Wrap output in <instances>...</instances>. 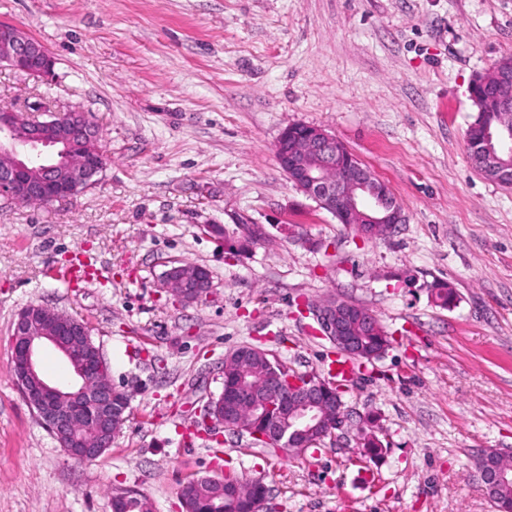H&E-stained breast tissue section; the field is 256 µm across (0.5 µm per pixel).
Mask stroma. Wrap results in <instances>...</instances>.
Listing matches in <instances>:
<instances>
[{
  "instance_id": "1",
  "label": "stroma",
  "mask_w": 512,
  "mask_h": 512,
  "mask_svg": "<svg viewBox=\"0 0 512 512\" xmlns=\"http://www.w3.org/2000/svg\"><path fill=\"white\" fill-rule=\"evenodd\" d=\"M0 22L55 60L46 81L0 63V108L82 107L109 158L71 199L0 198V512H112L118 489L184 512V483L228 472L263 479L265 512H495L475 459L512 454V188L464 134L473 79L512 56V0H0ZM298 123L342 140L405 223L361 239L297 191L275 145ZM239 216L265 239L240 247ZM181 262L209 270L206 299L163 288ZM327 296L394 334L344 394L381 453L201 426L240 345L325 373L333 348L299 307ZM33 304L86 319L132 394L96 459L68 456L17 387L11 334Z\"/></svg>"
}]
</instances>
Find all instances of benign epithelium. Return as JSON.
Returning <instances> with one entry per match:
<instances>
[{"instance_id": "7a95c632", "label": "benign epithelium", "mask_w": 512, "mask_h": 512, "mask_svg": "<svg viewBox=\"0 0 512 512\" xmlns=\"http://www.w3.org/2000/svg\"><path fill=\"white\" fill-rule=\"evenodd\" d=\"M0 62L42 81L54 75L55 60L49 51L7 23H0ZM470 97L486 99L499 114L498 125L485 132L486 139L497 140L499 150L487 148L485 153L512 159V60L498 61L470 86ZM297 128L294 124L281 132L275 154L299 192L340 222L356 227L362 238L387 236L405 222L403 208L389 187L361 162L348 165L350 151L336 136L306 125L301 137L288 143V135ZM92 137H99L98 129L81 108L54 113L44 120L0 109V195L20 204H50L95 185L105 168L102 153L77 159L82 143ZM237 226L245 242L260 241L266 235L263 225L246 219L237 221ZM198 278L205 288L186 287L173 268L162 276L164 285L185 303L209 294L208 271L199 273ZM42 309L41 305H29L14 323L10 363L17 386L68 456L95 459L111 447L118 426L125 422L129 395L112 383L107 360L94 342L90 326L62 313L49 323ZM302 312L312 316L321 334L338 351L357 358L363 355L360 342L348 335L349 302L332 299L306 304ZM46 345L53 346L70 364L73 377L67 383H54L43 375L39 359ZM269 365L270 373L261 387L242 384L227 395L210 397L200 414L201 422L219 423L231 431L233 427L224 419L229 406L251 412L261 406L273 412L288 408V424L266 420L263 429L255 433L267 446L282 452L296 449L298 437L308 429L324 426L333 433L343 427L347 419L345 386L316 374L300 380L272 354ZM508 474V466H495L482 472L481 480L491 487L506 480Z\"/></svg>"}]
</instances>
